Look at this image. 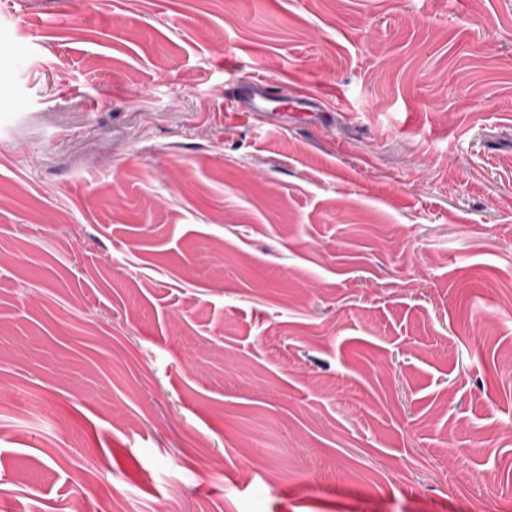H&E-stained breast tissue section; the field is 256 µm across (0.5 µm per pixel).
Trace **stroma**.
<instances>
[{"label":"stroma","instance_id":"1","mask_svg":"<svg viewBox=\"0 0 512 512\" xmlns=\"http://www.w3.org/2000/svg\"><path fill=\"white\" fill-rule=\"evenodd\" d=\"M511 354L512 0H0V512L512 506ZM273 85L268 79H257L252 77L242 78L237 82V98L243 104L249 116L261 123L271 124L277 119L280 105L271 107V103L288 102L274 96Z\"/></svg>","mask_w":512,"mask_h":512}]
</instances>
